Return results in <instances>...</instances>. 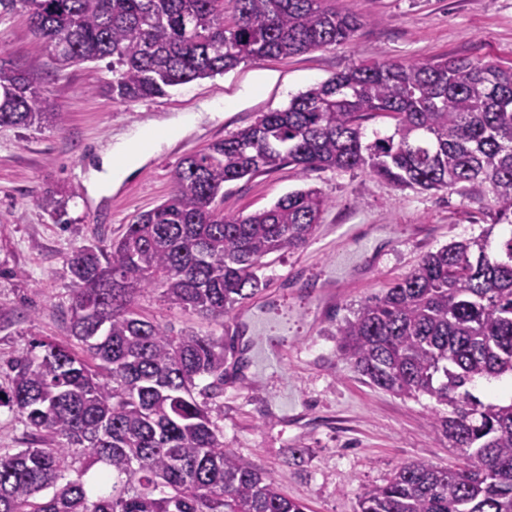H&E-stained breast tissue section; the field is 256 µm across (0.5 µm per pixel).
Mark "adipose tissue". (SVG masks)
Returning <instances> with one entry per match:
<instances>
[{"label": "adipose tissue", "instance_id": "obj_1", "mask_svg": "<svg viewBox=\"0 0 512 512\" xmlns=\"http://www.w3.org/2000/svg\"><path fill=\"white\" fill-rule=\"evenodd\" d=\"M176 128H167L164 134L138 131L118 141L105 154L96 170L91 173V185L101 190L136 170L147 159L152 149L162 138L176 135Z\"/></svg>", "mask_w": 512, "mask_h": 512}]
</instances>
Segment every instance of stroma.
<instances>
[{
    "instance_id": "stroma-1",
    "label": "stroma",
    "mask_w": 512,
    "mask_h": 512,
    "mask_svg": "<svg viewBox=\"0 0 512 512\" xmlns=\"http://www.w3.org/2000/svg\"><path fill=\"white\" fill-rule=\"evenodd\" d=\"M360 27L347 43L288 57L245 62L166 96L121 104L104 91L106 62L57 70L47 46L18 12L0 19V60L38 74L59 107L52 127H0V363L36 339L68 342L70 278L65 259L83 244L109 243L133 219L168 198L180 160L283 109L300 92L338 72L384 60L427 63L467 58L512 67V0H333ZM218 103L219 113L202 107ZM188 124L164 141L134 173L106 195L91 189L90 171L120 138L144 127ZM313 186L329 200L316 235L302 248L267 256L264 290L247 300L248 321L263 320L269 303L286 305L290 331L250 346L271 351L277 375L247 366L245 385L225 387L219 426L224 446L269 472L307 512H357L363 488L384 483L402 464H459L458 449L430 426L428 398L403 399L362 382L338 357V321L394 280L427 251L478 234L490 222L485 201L448 191L399 189L369 172L285 165L226 183L225 215L269 209L289 192ZM54 192L67 221L55 223L34 198ZM332 276L342 301L331 320L315 321ZM138 309L171 335L192 331L220 337L233 323L168 305L159 294L136 299ZM302 452L287 464L289 449Z\"/></svg>"
}]
</instances>
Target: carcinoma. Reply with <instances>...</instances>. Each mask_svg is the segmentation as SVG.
Listing matches in <instances>:
<instances>
[{
  "label": "carcinoma",
  "instance_id": "carcinoma-1",
  "mask_svg": "<svg viewBox=\"0 0 512 512\" xmlns=\"http://www.w3.org/2000/svg\"><path fill=\"white\" fill-rule=\"evenodd\" d=\"M329 0H0L33 34L65 40L72 63L112 59L121 103L167 95L244 61L340 45L358 28ZM57 105L28 69L0 63V126L42 127ZM388 118L389 128L365 122ZM293 165L367 170L400 188L491 202L479 234L426 252L336 326L338 356L373 386L435 403L434 434L461 452L410 461L363 489L359 512H512V398L481 382L512 376V68L467 59L375 62L341 71L283 110L186 155L170 196L106 246L74 249L68 346L39 341L4 368L0 409L41 446L0 448V512H305L258 465L224 449L217 424L233 337L172 336L135 297L214 320L266 285L276 252L304 246L328 199L318 188L228 217L224 184ZM59 224L64 203L37 199ZM504 227L497 243L491 236ZM42 353H36V349Z\"/></svg>",
  "mask_w": 512,
  "mask_h": 512
}]
</instances>
